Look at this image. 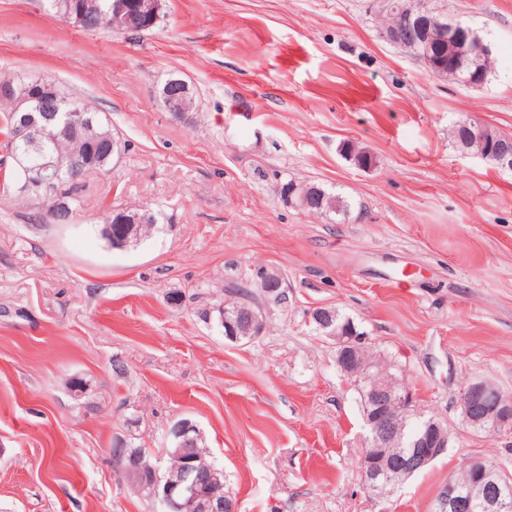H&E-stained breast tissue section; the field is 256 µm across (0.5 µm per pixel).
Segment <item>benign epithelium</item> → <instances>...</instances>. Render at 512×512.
Returning <instances> with one entry per match:
<instances>
[{"mask_svg":"<svg viewBox=\"0 0 512 512\" xmlns=\"http://www.w3.org/2000/svg\"><path fill=\"white\" fill-rule=\"evenodd\" d=\"M161 10L160 0H136V10L130 9V0H112V11L101 19V26L112 32L122 33L132 20L145 26L154 24ZM415 24L417 41L428 43L436 33L444 30V24L435 18L436 10L428 7L427 0H419ZM0 96L14 100L16 109L25 110L16 129V138L22 141L30 152H40V142L46 128L52 127L62 135H79L87 141H98L101 135L93 122L80 114L70 115L66 112H46L43 107H33L32 97L19 93L8 79L0 81ZM159 97L164 107L177 116L191 112L196 107L193 89L183 79L169 78ZM15 164L21 176L15 183V192L30 200L37 201L43 194L56 187V183L68 176L72 162L53 154H43L35 165H30L29 157L18 155ZM155 221L154 213L141 208L131 210H110L102 224L101 232L113 240L114 247L125 248L131 243V235L138 234L139 225ZM331 316L327 308H319L312 314L313 321L327 330V335L336 340V362L342 371L350 377L362 376L363 371L372 368L381 372L378 363L363 358L355 363L345 359L348 342L343 333L329 329ZM367 397L372 405L364 414L369 429L370 446L373 448H390L398 440L399 418L410 414L414 409L411 395L406 390L396 388L389 379L372 385L367 390ZM461 408L464 424L476 430L486 426L501 431L512 424V402L502 399L496 387L486 381L470 384L461 394ZM197 428L187 419L176 421L170 431L171 443L179 448L188 446L194 439ZM448 428L435 416L425 419L421 425V436L413 453L397 460L390 470L402 472L407 476L429 465L448 448ZM363 475L376 480L382 473L379 461L374 454L366 453L361 459ZM159 466L141 452L129 458L122 467L127 480L140 481L141 489L156 500L162 512H220L224 500L212 494L205 496L197 491L196 483L189 480L143 481L141 477L148 472L159 473ZM512 497V486L488 481L480 486L472 484L461 488L453 481H448L444 494V506L448 512H473L481 507L486 512H497Z\"/></svg>","mask_w":512,"mask_h":512,"instance_id":"7a95c632","label":"benign epithelium"}]
</instances>
